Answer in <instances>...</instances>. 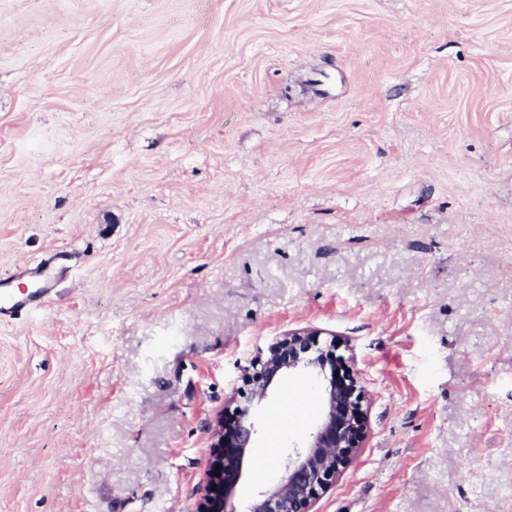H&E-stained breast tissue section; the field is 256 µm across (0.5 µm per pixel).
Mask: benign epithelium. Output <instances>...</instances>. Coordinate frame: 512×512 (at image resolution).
Masks as SVG:
<instances>
[{"label":"benign epithelium","mask_w":512,"mask_h":512,"mask_svg":"<svg viewBox=\"0 0 512 512\" xmlns=\"http://www.w3.org/2000/svg\"><path fill=\"white\" fill-rule=\"evenodd\" d=\"M310 336L290 331L271 344L265 357L246 371L247 389L228 398L231 416L220 411L211 421V455L194 512H239L237 491L254 448L257 416L280 381L299 368L320 377V416L307 440L288 454L278 480L254 496L246 512H310L319 492L336 480L354 451L363 446L368 425L359 408L357 380L327 354L312 351Z\"/></svg>","instance_id":"obj_1"}]
</instances>
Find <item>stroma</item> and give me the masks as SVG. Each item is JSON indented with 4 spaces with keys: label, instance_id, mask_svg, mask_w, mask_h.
Returning <instances> with one entry per match:
<instances>
[{
    "label": "stroma",
    "instance_id": "obj_1",
    "mask_svg": "<svg viewBox=\"0 0 512 512\" xmlns=\"http://www.w3.org/2000/svg\"><path fill=\"white\" fill-rule=\"evenodd\" d=\"M60 252L0 322V512H192L300 328L369 426L311 512H512V0H0V277ZM52 260L30 270L26 274H12L6 278L10 283L17 282V288H3L0 290V321L13 318L19 312L36 311L43 307L53 288ZM28 278H40L43 282L41 288H28L26 283L18 282Z\"/></svg>",
    "mask_w": 512,
    "mask_h": 512
}]
</instances>
